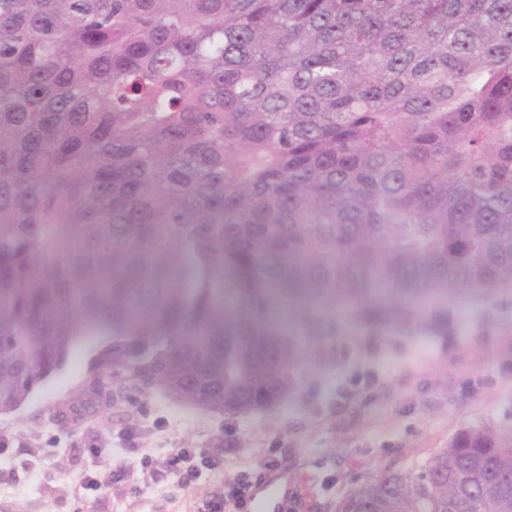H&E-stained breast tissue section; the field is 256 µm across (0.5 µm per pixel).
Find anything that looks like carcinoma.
<instances>
[{
  "mask_svg": "<svg viewBox=\"0 0 512 512\" xmlns=\"http://www.w3.org/2000/svg\"><path fill=\"white\" fill-rule=\"evenodd\" d=\"M512 288V0H0V413L83 336L62 425L160 390L273 410L329 314ZM512 432L458 433L335 512L407 510Z\"/></svg>",
  "mask_w": 512,
  "mask_h": 512,
  "instance_id": "obj_1",
  "label": "carcinoma"
}]
</instances>
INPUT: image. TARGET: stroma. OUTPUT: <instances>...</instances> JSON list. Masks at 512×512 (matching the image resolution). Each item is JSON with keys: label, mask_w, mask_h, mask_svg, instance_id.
<instances>
[{"label": "stroma", "mask_w": 512, "mask_h": 512, "mask_svg": "<svg viewBox=\"0 0 512 512\" xmlns=\"http://www.w3.org/2000/svg\"><path fill=\"white\" fill-rule=\"evenodd\" d=\"M101 343H76L23 407L0 415V512H192L225 480L271 474L294 512H334L382 472L420 471L462 429H512V288L436 301L407 325L341 319L273 411L229 418L155 390L60 427L50 410L86 383ZM181 448L209 462L192 482L83 487Z\"/></svg>", "instance_id": "1"}]
</instances>
